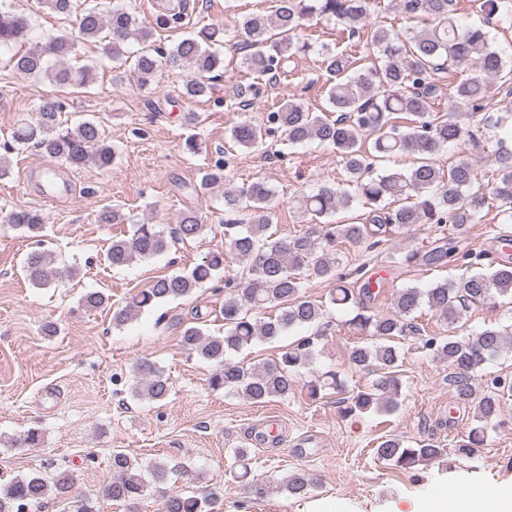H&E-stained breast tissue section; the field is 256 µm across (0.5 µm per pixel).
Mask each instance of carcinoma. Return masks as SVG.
I'll list each match as a JSON object with an SVG mask.
<instances>
[{"mask_svg":"<svg viewBox=\"0 0 512 512\" xmlns=\"http://www.w3.org/2000/svg\"><path fill=\"white\" fill-rule=\"evenodd\" d=\"M389 6L424 22V26L404 40L384 27H376L372 34L375 59L368 65L346 49L312 43L301 37V31L313 21L333 20L341 25L336 42L350 39L368 21L371 0H277L273 14H253L237 21L236 48L244 52L243 66L254 76V82L236 90L229 99L230 107H251L260 94L259 80L278 72L297 56L316 52L326 74L329 110L312 112L290 98L268 113L262 124L245 119L234 125L231 143L259 150L275 125L292 145L316 142L336 152L346 173L345 182L354 190L323 184L293 197L292 207L310 227L275 239L269 233L273 189L260 180L246 187L224 188V211L243 212L246 221L242 226L224 225L228 252H211L187 273L155 279L114 312L113 323L121 326L161 300L186 297L203 283L217 281L225 269V257L242 265L240 279L225 282L224 334H207L198 322L181 334L184 349L214 365L210 377L213 389L235 392L255 403L294 393L297 374L312 365L318 341L328 330L329 304L338 309L357 307L355 315L345 322L349 331L360 337V343L351 348L349 362L359 371L376 375L370 384L348 396L335 370L317 374L307 382L306 394L312 401L322 399L329 391L344 394L337 404L345 418L390 413L398 408L402 387L399 343L410 334L419 335L421 348L448 365L457 397L467 403L473 399L470 380L490 358L512 343V331L504 328H487L473 337L459 339L443 332L423 336L414 324L415 313L424 305L449 331L472 305L496 304L501 299L512 304V261L495 262L483 250L461 252L455 246L432 249L427 261L442 263L455 257L465 273L425 290L398 289L388 314L358 303L353 291L342 285L337 246L344 241L368 242L374 247L383 229L408 233L419 224L442 229L450 224L459 231L479 223L480 214L492 201L500 204L504 223L512 224V147L497 145L496 177L483 182L473 158L484 146L477 131L463 121L465 116L476 117L497 96L512 109V58L504 56L485 31L495 20L512 26V0H479L482 21L470 25L453 17V0H389ZM27 31V19L0 3V67L19 75L43 76L58 88H81L93 81L90 67L68 63L81 39L106 41L105 50L112 61L131 64L133 74L144 84L164 64L190 69L193 78L185 82L184 91L192 98L206 95L211 79L224 68L220 54L211 49L218 42L220 28L203 27L170 49L152 47L153 27L122 7L104 10L98 0H89L79 16L76 39L61 34L29 45ZM132 42L141 48L126 49ZM453 68L468 69L470 74L447 93L444 79ZM444 97L448 98V108H434ZM61 112V102L42 101L34 119L15 128L13 141L34 145L51 161L62 160L77 167L89 162L110 166L114 151L101 125L83 120L62 131ZM461 145L465 151L448 161V170L436 165L434 156L440 149ZM399 153L416 155L411 168L379 169V162ZM226 180L224 166L218 163L203 174L201 185H221ZM355 204L365 209V223L332 221L334 214L350 210ZM5 220L31 238L41 236L45 224L43 213L36 209L14 208ZM205 229L199 212L188 207L179 213L172 235H166L155 224H133L128 234L112 239L107 258L114 268L129 266L166 252L173 241H193ZM53 263L54 257L47 250L30 252L24 262L30 283L47 285L54 274ZM307 271L336 281L328 301L304 295ZM270 305L277 309V315L263 316ZM310 327L316 331L282 347L272 359L253 364L229 359L231 353L259 341L272 342L291 330ZM505 392H512V379L495 378L493 390L476 403V418L482 426L456 445L453 452L457 457H470L483 441L485 425L497 415ZM130 393L139 400L159 403L168 397L170 385L160 368L143 360L133 368ZM375 453L395 469L406 471L440 457L443 449L433 443L413 444L390 434L381 438ZM235 456L240 470L234 472V477L254 498L268 495L272 485L250 478L248 452L240 449ZM181 469L178 464L157 462L151 466L150 475L160 485ZM111 470L105 496L128 503L140 500L146 480L137 461L125 451L115 450ZM72 481L71 475L61 472L52 478L34 474L0 483V512H24L28 503L50 493L63 498ZM280 486L291 495H305L313 487V479L296 471ZM214 497V492L203 497L171 494L163 508L165 512H209Z\"/></svg>","mask_w":512,"mask_h":512,"instance_id":"carcinoma-1","label":"carcinoma"}]
</instances>
